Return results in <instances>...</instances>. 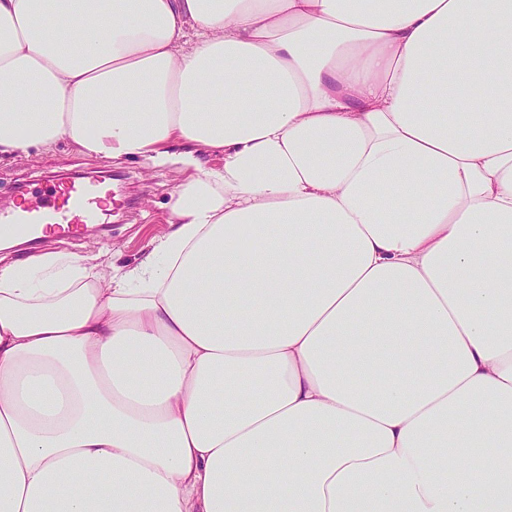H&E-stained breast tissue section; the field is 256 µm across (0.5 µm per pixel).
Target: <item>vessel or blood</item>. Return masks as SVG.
Listing matches in <instances>:
<instances>
[{"mask_svg":"<svg viewBox=\"0 0 512 512\" xmlns=\"http://www.w3.org/2000/svg\"><path fill=\"white\" fill-rule=\"evenodd\" d=\"M113 206L112 188L105 180L59 179L39 200L23 197L10 209L0 210V233L21 227L35 239L72 236L87 225L108 223Z\"/></svg>","mask_w":512,"mask_h":512,"instance_id":"1","label":"vessel or blood"}]
</instances>
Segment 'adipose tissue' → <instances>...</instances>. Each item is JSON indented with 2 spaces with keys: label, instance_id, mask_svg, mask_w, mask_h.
Segmentation results:
<instances>
[{
  "label": "adipose tissue",
  "instance_id": "obj_1",
  "mask_svg": "<svg viewBox=\"0 0 512 512\" xmlns=\"http://www.w3.org/2000/svg\"><path fill=\"white\" fill-rule=\"evenodd\" d=\"M62 138L189 177L0 266V512H512V0H0Z\"/></svg>",
  "mask_w": 512,
  "mask_h": 512
}]
</instances>
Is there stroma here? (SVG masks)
Segmentation results:
<instances>
[{
  "label": "stroma",
  "instance_id": "stroma-1",
  "mask_svg": "<svg viewBox=\"0 0 512 512\" xmlns=\"http://www.w3.org/2000/svg\"><path fill=\"white\" fill-rule=\"evenodd\" d=\"M69 173L109 176L114 197L127 202L128 208L112 216L108 231L90 232L78 239H43L38 250L96 255L101 263L124 265L141 258L152 238L168 232V206L182 180L175 167L155 166L142 159L88 156L65 139L29 158H1L0 199L44 184L50 175Z\"/></svg>",
  "mask_w": 512,
  "mask_h": 512
}]
</instances>
